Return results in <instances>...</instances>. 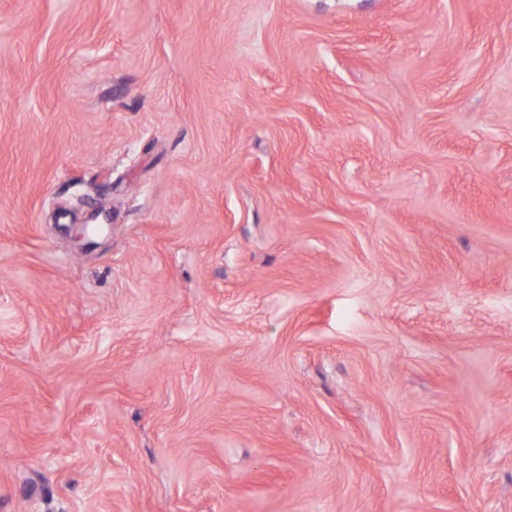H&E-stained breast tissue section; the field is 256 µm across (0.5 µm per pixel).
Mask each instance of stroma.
Segmentation results:
<instances>
[{"label":"stroma","mask_w":512,"mask_h":512,"mask_svg":"<svg viewBox=\"0 0 512 512\" xmlns=\"http://www.w3.org/2000/svg\"><path fill=\"white\" fill-rule=\"evenodd\" d=\"M0 512H512V0H0Z\"/></svg>","instance_id":"obj_1"}]
</instances>
